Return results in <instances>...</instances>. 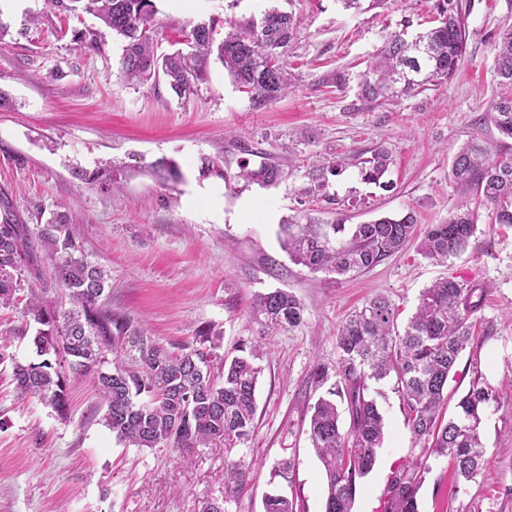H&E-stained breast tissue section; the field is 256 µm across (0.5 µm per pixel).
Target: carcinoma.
Returning a JSON list of instances; mask_svg holds the SVG:
<instances>
[{"instance_id": "carcinoma-1", "label": "carcinoma", "mask_w": 512, "mask_h": 512, "mask_svg": "<svg viewBox=\"0 0 512 512\" xmlns=\"http://www.w3.org/2000/svg\"><path fill=\"white\" fill-rule=\"evenodd\" d=\"M69 18L81 13L97 17L102 29L62 32L72 41L100 48L106 36L126 41L122 72L127 80L147 82L164 75L171 89L182 95L201 79L191 60L217 50L237 88L255 108L267 107L288 94L291 85L287 52L297 21L277 8L260 21L228 26L221 40L213 24H197L185 34L193 52L158 53L155 0H48ZM436 25L411 38L395 31L384 41L359 83L364 105L408 96L427 86L446 83L455 75L466 47V30L459 0H435ZM496 73L512 85V27L495 38ZM492 122L504 139H512V94L493 106ZM391 156L380 145L360 161L362 179L382 188ZM453 179L492 208L496 224L512 226V159L491 156L479 141L461 146L452 165ZM289 176L279 165L262 162L240 167L246 183L270 187ZM0 206L10 219L0 224V305L18 302V294L47 259L56 282L66 291L71 307L64 308L30 293L25 313L40 325L33 338L38 363H13L17 389L37 397L58 414L68 411L67 377H85L105 405L103 421L115 438L135 448H198L222 444L237 448L256 428V388L261 367L260 349L239 346L248 354L222 359V381L208 370L219 334L213 328L196 331L190 346L179 353L144 336L131 319L112 312L108 303L109 274L87 260L83 244L68 214L55 211L45 223L30 226L12 211L8 197ZM417 212L409 209L364 224L308 220L281 225L284 248L291 259L312 271L338 276L361 273L398 253L413 240ZM477 231L470 199L460 202L447 220L430 224L417 244L418 252L439 263L463 253ZM485 289L454 277L441 278L424 289L416 311L404 328L397 325L398 308L387 296L376 294L355 311L336 336L339 358L336 383L329 397L310 406L308 435L322 463L327 483L324 512H351L356 479L374 466L383 437V416L377 385L396 376L406 424L421 442L419 454L389 477L385 512H418L417 495L431 471L430 460L446 458L456 478L472 482L487 465L480 436L484 411L497 401L492 389L480 382L460 399L456 413L442 417L448 376L473 338V313ZM253 315L271 329L299 327L303 307L290 293L276 289L258 296ZM135 348L131 361L122 356L124 339ZM113 353V359L106 357ZM112 363V368L105 364ZM147 395L141 400L139 396ZM347 404L349 428L340 429L336 400ZM295 461L282 460L270 470V490L264 512H298L295 498L278 487L292 484ZM251 467L239 459L226 466L227 497L244 492Z\"/></svg>"}]
</instances>
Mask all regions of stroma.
I'll use <instances>...</instances> for the list:
<instances>
[{"instance_id": "obj_1", "label": "stroma", "mask_w": 512, "mask_h": 512, "mask_svg": "<svg viewBox=\"0 0 512 512\" xmlns=\"http://www.w3.org/2000/svg\"><path fill=\"white\" fill-rule=\"evenodd\" d=\"M156 0L161 52L184 49L183 32L261 18L270 8L292 14L297 36L288 49L293 85L278 102L256 109L216 54L186 95L165 78L127 82L123 43L102 50L59 37L62 27L95 30L85 13L65 18L47 0H23L0 10L9 34L0 45V192L12 195L23 221L63 206L91 262L110 269L109 303L144 335L179 351L198 327L220 331L219 354L261 342L265 353L256 390L257 428L240 448H127L104 426V409L87 383L69 385L70 413L59 416L34 397L18 395L13 362L35 360L36 325L22 305L0 307V512H263L269 473L297 460L292 493L300 512H324L326 481L308 437L309 408L319 396L309 381L317 362L335 365L337 332L375 293L399 307V323L414 312L421 291L455 276L486 290L473 316L472 345L448 378L456 405L474 379L498 396L482 416L484 474L454 482L447 459L433 461L418 495V512H512V227L492 223L478 208L467 251L436 264L415 245L351 278L338 279L294 264L280 226L314 217L362 224L407 209L419 227L447 219L463 199L451 175L457 148L476 138L493 154L512 149L490 119L502 92L495 71L496 34L512 26V0H468L466 49L453 79L367 109L357 99L367 61L400 27H431L435 0ZM345 71L344 87L326 84ZM385 146L392 164L387 189L365 184L355 156ZM254 148L245 156L244 147ZM24 165H15L13 155ZM224 161V178L203 176L202 158ZM348 158L340 175L312 189L322 164ZM174 161L182 177L159 179L158 160ZM291 169L272 187L238 180L241 160ZM304 307L294 329L266 328L251 313L272 289ZM384 439L371 472L358 483L352 512H383L387 478L409 464L419 445L405 424L398 395L380 402ZM251 465L237 500H224L227 464Z\"/></svg>"}]
</instances>
